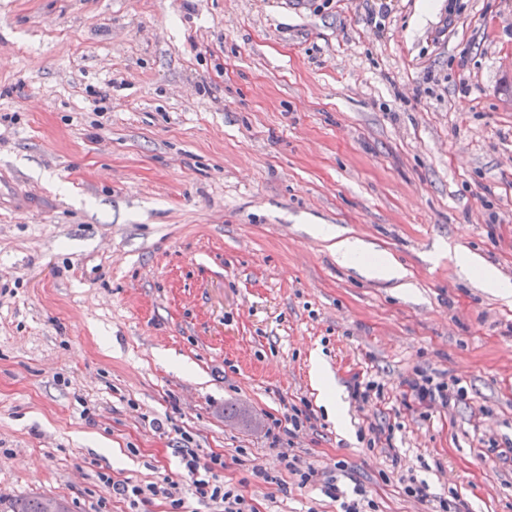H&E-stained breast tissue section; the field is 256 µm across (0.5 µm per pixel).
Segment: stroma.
Returning a JSON list of instances; mask_svg holds the SVG:
<instances>
[{"instance_id":"1","label":"stroma","mask_w":512,"mask_h":512,"mask_svg":"<svg viewBox=\"0 0 512 512\" xmlns=\"http://www.w3.org/2000/svg\"><path fill=\"white\" fill-rule=\"evenodd\" d=\"M459 5L0 0V512H168L96 471L178 475L185 433L255 512H340L277 470L264 432L293 404L314 415L295 454L377 512H512V461L478 443L512 440V301L457 264L512 280V0ZM319 224L409 291L337 262ZM417 371L465 399L406 409ZM358 375L383 399L357 407ZM242 455L279 483L243 484ZM476 259V256L465 252L459 256L458 264L465 271L470 266L477 268L486 285L489 288H493L497 295L506 300H509L510 297L512 298V282L500 277L493 267L480 265ZM311 383L313 388L318 392L327 406L334 403V391H336V411L340 408V397L336 386L330 378L328 369L324 365L322 359L315 353L311 356ZM48 500H54L58 504V508L56 509L53 503H48L45 507ZM46 508L48 512L57 510L58 512H68L65 502L54 497H33L17 500L12 505L11 512H46Z\"/></svg>"}]
</instances>
